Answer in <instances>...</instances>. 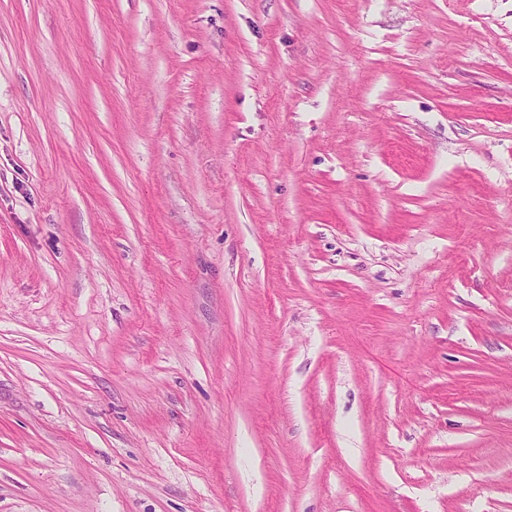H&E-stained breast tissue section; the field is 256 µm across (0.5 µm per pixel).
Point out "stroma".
I'll return each instance as SVG.
<instances>
[{
	"label": "stroma",
	"instance_id": "1",
	"mask_svg": "<svg viewBox=\"0 0 512 512\" xmlns=\"http://www.w3.org/2000/svg\"><path fill=\"white\" fill-rule=\"evenodd\" d=\"M0 512H512V0H0Z\"/></svg>",
	"mask_w": 512,
	"mask_h": 512
}]
</instances>
